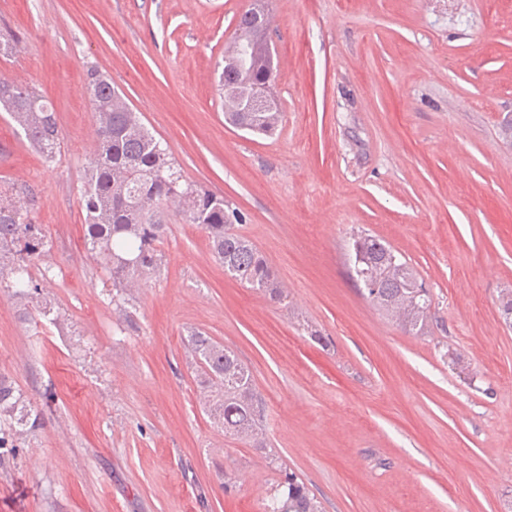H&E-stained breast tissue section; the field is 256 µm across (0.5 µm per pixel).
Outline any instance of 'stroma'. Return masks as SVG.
<instances>
[{
  "label": "stroma",
  "instance_id": "35a3bbf8",
  "mask_svg": "<svg viewBox=\"0 0 512 512\" xmlns=\"http://www.w3.org/2000/svg\"><path fill=\"white\" fill-rule=\"evenodd\" d=\"M275 95L263 137L224 122L217 80L248 0H0V77L56 111L45 162L0 116V178L34 186L51 323L0 288V374L42 414L0 467V512H264L277 453L325 512H512V0H265ZM125 94L186 178L240 225L286 303L225 274L172 218L166 267L117 322L84 246L95 149L87 70ZM368 232L432 295L425 335L361 296ZM234 350L264 403V448L198 399L190 330ZM238 487L224 492V476Z\"/></svg>",
  "mask_w": 512,
  "mask_h": 512
}]
</instances>
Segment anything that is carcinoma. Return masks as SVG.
Returning <instances> with one entry per match:
<instances>
[{
	"mask_svg": "<svg viewBox=\"0 0 512 512\" xmlns=\"http://www.w3.org/2000/svg\"><path fill=\"white\" fill-rule=\"evenodd\" d=\"M268 23L258 30L251 10L237 20L234 37L224 50L219 75L220 97L229 92L245 102L243 111L224 113L225 123L257 136H271L282 112L276 98L262 112L251 108L254 92H272L275 66ZM88 91L94 114L97 149L88 163L81 194L85 212L84 240L91 256L110 274L112 305L128 316L125 304L143 279L165 266L163 244L166 216L176 212L205 233L212 255L236 280L273 301L288 294L254 243L236 230L248 216L224 197L186 180L167 150L146 128L141 113L126 101L112 80L96 69L88 71ZM0 110L23 130L47 162L55 160L61 141L54 107L23 82L0 80ZM37 203L28 185L0 184V271L5 288L24 300L39 303L40 314L51 313L34 260L47 253L48 238L32 219ZM350 258L359 292L387 319L404 331L422 335L428 326L431 299L415 268L382 238L355 234ZM199 383L210 390V418L224 436L255 439L263 422L262 403L248 368L234 351L212 337L193 331L187 337ZM31 403L0 375V449L15 455L21 449L31 419ZM265 512H323L321 502L296 475L286 472L268 495Z\"/></svg>",
	"mask_w": 512,
	"mask_h": 512,
	"instance_id": "obj_1",
	"label": "carcinoma"
}]
</instances>
